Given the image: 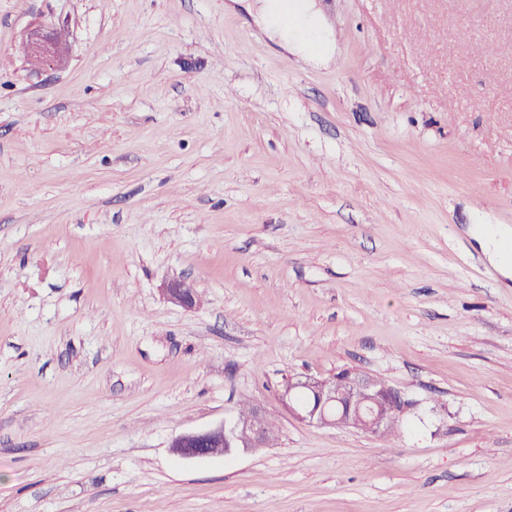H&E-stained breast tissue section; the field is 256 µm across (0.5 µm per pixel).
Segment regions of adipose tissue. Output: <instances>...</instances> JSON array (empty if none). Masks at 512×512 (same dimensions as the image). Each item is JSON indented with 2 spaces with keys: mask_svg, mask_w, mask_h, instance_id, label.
Returning <instances> with one entry per match:
<instances>
[{
  "mask_svg": "<svg viewBox=\"0 0 512 512\" xmlns=\"http://www.w3.org/2000/svg\"><path fill=\"white\" fill-rule=\"evenodd\" d=\"M260 20L270 38L285 50L311 61H328L336 41L314 8V0H257Z\"/></svg>",
  "mask_w": 512,
  "mask_h": 512,
  "instance_id": "1",
  "label": "adipose tissue"
}]
</instances>
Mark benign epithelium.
Returning a JSON list of instances; mask_svg holds the SVG:
<instances>
[{"label":"benign epithelium","mask_w":512,"mask_h":512,"mask_svg":"<svg viewBox=\"0 0 512 512\" xmlns=\"http://www.w3.org/2000/svg\"><path fill=\"white\" fill-rule=\"evenodd\" d=\"M30 55L48 63L56 59L59 40L57 27L48 21L36 22L24 34ZM164 295L167 301L191 309L196 305L193 286L184 280H172ZM344 387L336 388V378L304 377L288 381L279 401L301 422L317 427H340L375 434L383 431L389 420V409L406 413L412 403L401 392L380 385L374 379L349 371L343 377ZM308 401L298 403L299 394ZM267 436L262 424V410L249 417H239L230 424L220 423L210 429L177 435L171 442L173 452L183 459L231 456L240 448H261Z\"/></svg>","instance_id":"1"}]
</instances>
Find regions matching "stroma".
I'll return each mask as SVG.
<instances>
[{"label":"stroma","instance_id":"stroma-1","mask_svg":"<svg viewBox=\"0 0 512 512\" xmlns=\"http://www.w3.org/2000/svg\"><path fill=\"white\" fill-rule=\"evenodd\" d=\"M318 6L322 64L236 0H0V512H512V0ZM346 367L392 444L278 403ZM245 402L274 446L173 453ZM23 38L32 57L45 63L56 59L59 40L53 22L39 21L30 25ZM487 225L478 229L476 238L481 244L484 253L493 261L499 263L501 261L503 247L507 242L510 229L507 226H492L502 224H478ZM164 295L167 301L177 306L191 309L197 301L193 286L185 280H172L166 288Z\"/></svg>","mask_w":512,"mask_h":512}]
</instances>
